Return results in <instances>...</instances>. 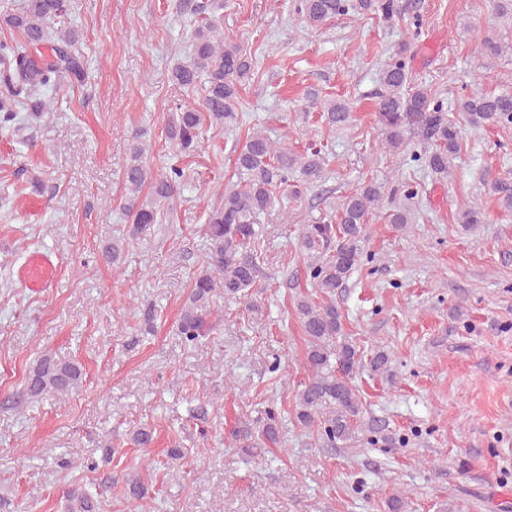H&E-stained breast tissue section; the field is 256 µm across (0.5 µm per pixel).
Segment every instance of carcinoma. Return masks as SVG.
<instances>
[{
  "label": "carcinoma",
  "instance_id": "1",
  "mask_svg": "<svg viewBox=\"0 0 512 512\" xmlns=\"http://www.w3.org/2000/svg\"><path fill=\"white\" fill-rule=\"evenodd\" d=\"M72 10V0H22L20 4L0 0V22L19 33L9 41H0V126L16 122L21 112L37 121L50 116L52 93L60 89L61 78L72 83L85 81L86 61L79 32L55 29L67 23ZM400 10V0H292L290 5L292 14L311 29L339 15L374 11L390 19ZM193 14L198 21L190 32L192 54L187 62L175 66L172 77L187 88L205 81V94L194 104L178 105L166 130L173 150L185 155L198 148L202 125L221 133L237 124L238 87L252 68L238 47L224 42V30L210 19L206 0L196 4ZM412 59L410 47L405 46L382 69L375 108L381 145L388 152H396L404 145L408 131H420L434 147L423 156H412V161L425 160L429 173L446 180L448 163L459 151L460 137L458 126L448 120L447 113H460L474 128L512 124V93L476 92L449 104L430 94L426 85L412 82ZM308 101L309 108L320 109L331 127L349 123L346 103L321 99L315 93L309 94ZM140 138L139 134L133 137L123 165L124 210L131 218L133 239L160 223L173 209L184 175L182 169L171 166L162 176L150 178L147 148ZM235 168L236 182L222 192L220 202L208 212L205 266L191 285L178 324L179 336L187 343L197 342L213 329L203 311L206 302L217 294L235 301L246 298L247 311L259 312L260 305L249 299L248 290L256 287L260 256L242 254V248L258 237L254 218L274 206L275 189L286 188L291 197L298 198L302 189L324 177L320 151L297 154L288 148V140L274 142L259 131L247 138ZM145 188L148 195L143 197ZM493 191L504 208L512 209L511 181L501 180ZM383 198V186L365 183L340 198L335 223L302 227L310 278L319 299L306 295L296 303L307 337L305 363L310 376L297 392L295 417L333 447L339 444L345 448L357 441L363 401L355 377L364 367L363 351L344 331L343 313L335 296L363 265L368 217ZM388 218L400 230L412 223L405 206L394 208ZM390 364V354L382 348L370 355L369 367L375 374L389 373ZM82 377L78 364L45 354L29 371L26 396L67 395L80 387ZM126 484L128 497L135 501L134 509L150 512L143 502L146 491L142 478L128 477ZM102 494L100 485L71 487L66 492L67 512H101Z\"/></svg>",
  "mask_w": 512,
  "mask_h": 512
}]
</instances>
